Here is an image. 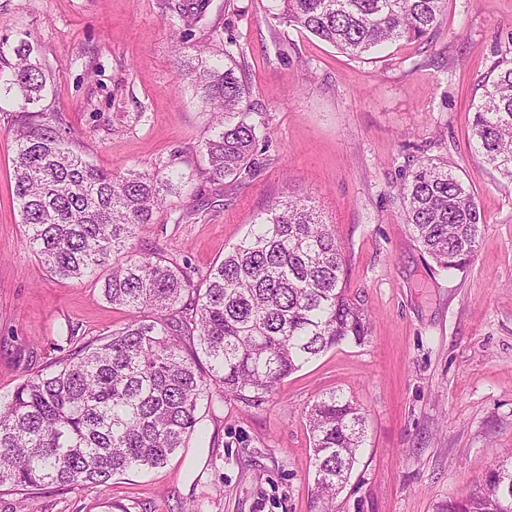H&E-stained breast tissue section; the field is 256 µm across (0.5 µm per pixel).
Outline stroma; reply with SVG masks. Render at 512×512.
Returning a JSON list of instances; mask_svg holds the SVG:
<instances>
[{
  "instance_id": "1",
  "label": "stroma",
  "mask_w": 512,
  "mask_h": 512,
  "mask_svg": "<svg viewBox=\"0 0 512 512\" xmlns=\"http://www.w3.org/2000/svg\"><path fill=\"white\" fill-rule=\"evenodd\" d=\"M0 0V41L27 42L51 76L43 104L83 158L106 170L175 160L184 176L136 240L205 273L268 205L312 196L345 250V282L371 316L342 344L281 381L258 407L201 409L203 436L168 462L96 488L23 494L0 512H314L305 412L337 391L366 416L365 445L335 512H438L477 493L512 450V186L477 151L474 107L512 51V0H449L419 41L353 58L270 19L274 0ZM205 55L227 39L261 122L257 170L215 184L199 174L210 116L182 79L177 36ZM16 105L0 98V399L85 343L122 327L92 281L51 276L12 194ZM448 166L485 221L463 271L416 242L399 193L418 163ZM193 208L189 222L177 223ZM74 343H67V336Z\"/></svg>"
}]
</instances>
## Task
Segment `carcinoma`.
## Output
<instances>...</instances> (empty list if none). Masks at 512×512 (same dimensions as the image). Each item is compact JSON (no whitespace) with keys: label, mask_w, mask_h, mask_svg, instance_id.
<instances>
[{"label":"carcinoma","mask_w":512,"mask_h":512,"mask_svg":"<svg viewBox=\"0 0 512 512\" xmlns=\"http://www.w3.org/2000/svg\"><path fill=\"white\" fill-rule=\"evenodd\" d=\"M272 20L303 28L351 57L392 41H418L448 0H277ZM198 59L182 73L213 114L200 147L211 182L256 172L260 125L234 53ZM0 92L18 100L13 126L14 199L30 248L59 280H101L103 297L132 318L99 343L23 379L0 401V487L34 491L108 490L112 478L165 464L184 447L208 404L260 406L276 385L344 343L362 345L370 318L344 283L345 256L332 225L305 198L279 200L202 282L156 249L132 247L167 205L178 176L170 160L151 170L99 169L57 129L43 100L48 75L26 42H0ZM476 106L472 136L485 160L512 185V59ZM407 222L440 269L470 262L484 222L474 195L447 166L422 162L402 187ZM191 312L185 316L184 312ZM206 361L207 370L200 368ZM320 512L345 487L364 443L366 418L334 391L306 411ZM441 512H512V458L492 469L481 491Z\"/></svg>","instance_id":"carcinoma-1"}]
</instances>
